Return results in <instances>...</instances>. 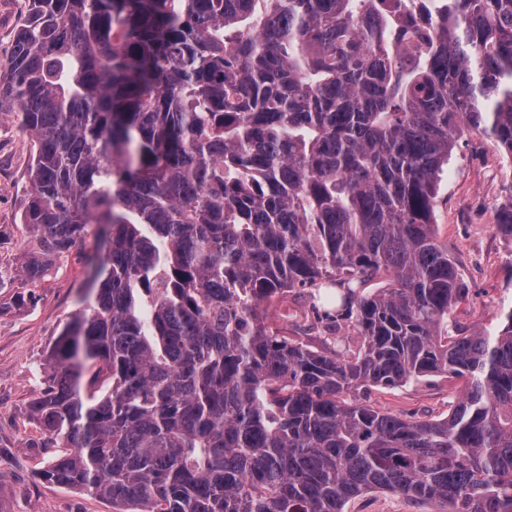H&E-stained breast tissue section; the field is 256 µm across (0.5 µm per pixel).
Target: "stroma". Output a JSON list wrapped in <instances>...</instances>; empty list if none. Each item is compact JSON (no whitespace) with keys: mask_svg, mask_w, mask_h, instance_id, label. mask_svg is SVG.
<instances>
[{"mask_svg":"<svg viewBox=\"0 0 512 512\" xmlns=\"http://www.w3.org/2000/svg\"><path fill=\"white\" fill-rule=\"evenodd\" d=\"M32 144L0 114V268L14 280L0 285V512H112L105 501L87 493L42 481L38 472L46 454L36 448L41 431L28 415L39 392L48 352L65 324L86 303L89 267L83 250L49 258L43 278L28 282L19 270L33 241L20 222ZM512 200V177L489 138L471 130L461 136L443 176L434 208L439 239L448 247L467 283L469 295L448 315L447 332L465 336L498 328L512 309V241L494 230L498 207ZM22 305H12L16 294ZM286 305L268 307L269 318L287 327L288 336L321 346L324 336L310 316L312 291L296 288ZM462 389L443 375L421 378L396 388L360 391L365 404L395 415L420 419L447 417ZM347 512H448L388 492H370Z\"/></svg>","mask_w":512,"mask_h":512,"instance_id":"stroma-1","label":"stroma"}]
</instances>
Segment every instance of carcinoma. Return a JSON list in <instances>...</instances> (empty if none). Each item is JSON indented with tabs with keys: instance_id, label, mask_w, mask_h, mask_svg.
<instances>
[{
	"instance_id": "1",
	"label": "carcinoma",
	"mask_w": 512,
	"mask_h": 512,
	"mask_svg": "<svg viewBox=\"0 0 512 512\" xmlns=\"http://www.w3.org/2000/svg\"><path fill=\"white\" fill-rule=\"evenodd\" d=\"M26 3L0 59L33 143L22 273L103 225L29 404L41 479L112 512H512V310L441 340L469 288L433 222L462 131L512 168V0ZM323 280L351 356L267 321ZM433 373L463 381L442 420L356 398ZM347 512H448V505L417 503L402 495L370 492L346 506Z\"/></svg>"
}]
</instances>
